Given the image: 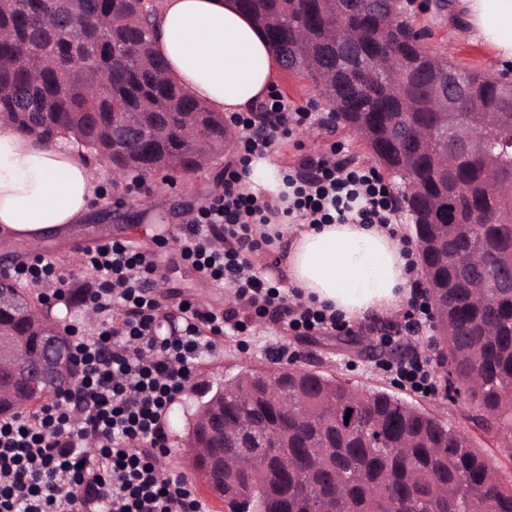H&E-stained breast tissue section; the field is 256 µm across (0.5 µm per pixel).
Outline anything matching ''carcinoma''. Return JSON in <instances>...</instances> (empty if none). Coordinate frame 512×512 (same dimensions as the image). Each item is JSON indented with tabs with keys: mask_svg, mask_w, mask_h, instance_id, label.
<instances>
[{
	"mask_svg": "<svg viewBox=\"0 0 512 512\" xmlns=\"http://www.w3.org/2000/svg\"><path fill=\"white\" fill-rule=\"evenodd\" d=\"M0 0V117L51 141L71 134L86 153L121 168L117 175L179 172L198 167L182 130L193 120L204 146L224 149V116L207 110L166 73L153 49L152 7L143 0ZM336 0H238L262 30L284 68L312 60L306 77L319 82L343 125L365 142L405 188L397 146L411 152L417 191L401 211L419 246L427 291L443 348L438 368L447 390L465 393L470 419L512 447V288L482 285L483 272L455 263L483 251L512 264V194L490 182L479 157L448 152L419 140L439 125L428 91L440 55L420 42L412 21L389 0H357L342 15L345 26L367 37L350 53L369 60L380 53L378 31L406 63L402 77L366 84L341 61L331 38ZM125 48L115 57L112 46ZM472 92L473 110L497 106L502 86L475 69L452 64ZM136 131L118 150V124ZM451 204L453 222L435 223V201ZM0 333L23 343L29 358L42 339L28 316L0 307ZM281 393L266 394L261 370L245 368L200 402H224L218 424L242 429L238 442L253 455L247 466L224 472L223 443L213 441L210 461L193 467L206 485L228 495V512H512V480L469 435L385 390H363L324 371L280 372ZM56 389L0 370V416L44 401ZM282 434L270 441L267 428Z\"/></svg>",
	"mask_w": 512,
	"mask_h": 512,
	"instance_id": "1",
	"label": "carcinoma"
}]
</instances>
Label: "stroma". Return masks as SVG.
Masks as SVG:
<instances>
[{
    "mask_svg": "<svg viewBox=\"0 0 512 512\" xmlns=\"http://www.w3.org/2000/svg\"><path fill=\"white\" fill-rule=\"evenodd\" d=\"M405 12L412 16L416 28L430 30L426 44L450 60L476 68L490 76H497L496 59L491 48L471 39L451 19L448 13L427 11L424 0H403ZM276 91L289 109H313L314 121L310 129H298L283 138L268 160L277 168L296 167L306 155L319 157L337 148L342 159L366 168L375 162L365 147L343 126L334 124L325 106L320 105V90L308 79L295 78L285 71L276 74ZM238 163L237 149H229L211 166L191 178L175 175L171 182L160 178H141L138 189L128 183L107 185L89 217L75 225L69 238L60 240L47 237L39 249L33 250L22 241L0 237V257H8L11 265L31 262L34 254L51 260L57 275L64 277L71 298L66 302H52L51 314L59 326L71 325L84 329L85 307L73 302L74 294L93 287L94 280L82 264L85 250L105 239H119L131 247L154 258L158 275L165 285L161 288L166 325L179 321L177 303L184 297L196 299L200 305L226 308L232 306L233 297L228 288L202 279L191 265L181 261L174 253L171 239L181 224L198 214L213 198L224 192V169ZM133 204L130 220L114 221L112 212L116 201ZM401 315L371 314L363 320L345 327L326 331H312L300 336L284 331L268 320L249 318L244 332L225 333L219 348L203 353L194 371L192 384L206 383L220 386L225 378L247 366L268 364L271 349L280 343L295 351L293 366L310 368L319 363L325 372L348 379L363 389H380L396 394L414 405L426 409L454 428L474 433L468 416L472 409L465 396L449 397L444 380H437L434 393H422L404 386L391 371L393 349L413 345L418 355L434 359L435 335L432 329L413 337L399 335ZM391 338V345H382V338ZM195 396L184 391L174 405L168 422L170 455L164 471L185 476L194 486L205 512H224L223 503L208 491L202 476L193 468L186 447L187 418Z\"/></svg>",
    "mask_w": 512,
    "mask_h": 512,
    "instance_id": "35a3bbf8",
    "label": "stroma"
}]
</instances>
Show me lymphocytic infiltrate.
I'll return each mask as SVG.
<instances>
[{"label":"lymphocytic infiltrate","mask_w":512,"mask_h":512,"mask_svg":"<svg viewBox=\"0 0 512 512\" xmlns=\"http://www.w3.org/2000/svg\"><path fill=\"white\" fill-rule=\"evenodd\" d=\"M265 109L273 120L258 130L246 114H232L246 131L238 146L242 167L225 170L223 195L174 238L180 258L203 278L233 288L237 307L203 309L182 299L181 329L159 334L155 262L118 240L87 250L84 266L95 286L83 301L102 320L97 332L72 336L75 376L68 386L36 412L0 419V512H201L191 483L164 474L161 462L170 453L167 415L202 352L214 350L225 329H243L244 309L302 335L335 325L334 316L289 301L250 269L249 254L272 243L254 233L272 206L241 190L244 168L312 118L289 111L278 97ZM309 168L284 176L297 218L390 223L393 199L375 171L332 152Z\"/></svg>","instance_id":"1"}]
</instances>
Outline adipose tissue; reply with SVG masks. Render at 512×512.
Listing matches in <instances>:
<instances>
[{
  "mask_svg": "<svg viewBox=\"0 0 512 512\" xmlns=\"http://www.w3.org/2000/svg\"><path fill=\"white\" fill-rule=\"evenodd\" d=\"M464 30L512 68V0H457ZM155 51L167 74L213 112H252L272 94L278 59L236 0H158ZM105 181L67 139L49 144L0 120V234L38 245L90 214ZM300 301L346 322L400 311L412 292L410 248L377 224H279Z\"/></svg>",
  "mask_w": 512,
  "mask_h": 512,
  "instance_id": "ef3b65f1",
  "label": "adipose tissue"
}]
</instances>
